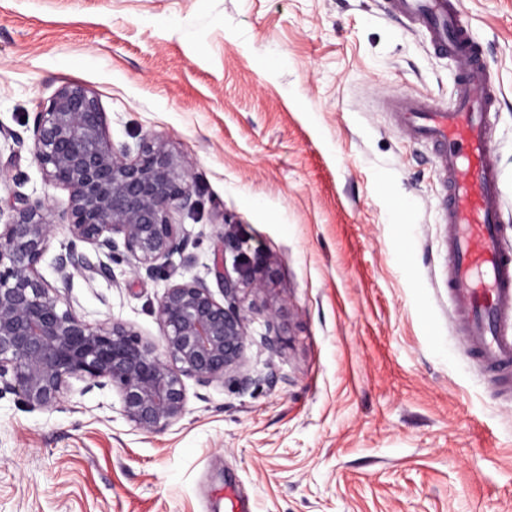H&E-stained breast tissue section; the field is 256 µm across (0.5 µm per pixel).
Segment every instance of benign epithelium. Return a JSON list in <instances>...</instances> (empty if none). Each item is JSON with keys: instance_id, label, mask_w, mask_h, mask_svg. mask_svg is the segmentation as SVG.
Instances as JSON below:
<instances>
[{"instance_id": "obj_1", "label": "benign epithelium", "mask_w": 512, "mask_h": 512, "mask_svg": "<svg viewBox=\"0 0 512 512\" xmlns=\"http://www.w3.org/2000/svg\"><path fill=\"white\" fill-rule=\"evenodd\" d=\"M29 139L0 128V135L30 153L47 182L69 193L65 212L72 237L56 258L58 283L38 271L56 223L42 198L13 194L0 207V398L16 396L31 409L58 408L70 381L85 389L115 388L122 412L139 431L154 433L187 410L185 379L201 387L234 377L245 391L255 381L246 369L251 311L241 294L265 288L256 268L226 252L228 236L214 251L222 299L201 278L171 283L159 297L158 339L133 325L90 324L68 300L72 277L112 278L111 263L124 261L136 277L163 273L173 256L191 245L176 216L191 214V168L169 143L152 135L134 144L113 143L97 99L76 84L61 86L34 112ZM95 258H90L86 249Z\"/></svg>"}]
</instances>
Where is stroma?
<instances>
[{"mask_svg":"<svg viewBox=\"0 0 512 512\" xmlns=\"http://www.w3.org/2000/svg\"><path fill=\"white\" fill-rule=\"evenodd\" d=\"M500 91L491 116L512 244V0H459ZM457 75L383 0H0V127L74 82L114 143L149 134L189 163L194 248L167 275L74 276L88 323L160 335L178 280L214 283L231 235L266 287L246 294L257 382L187 380L186 414L143 433L112 388L72 381L51 411L0 398V512H512V403L464 357L434 154L393 126L389 95L453 101ZM14 192L49 197L28 149ZM277 314L273 348L261 345Z\"/></svg>","mask_w":512,"mask_h":512,"instance_id":"obj_1","label":"stroma"}]
</instances>
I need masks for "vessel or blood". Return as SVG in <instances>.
<instances>
[{"mask_svg":"<svg viewBox=\"0 0 512 512\" xmlns=\"http://www.w3.org/2000/svg\"><path fill=\"white\" fill-rule=\"evenodd\" d=\"M385 8L389 17L422 28L433 50L457 65L451 106L413 97L392 98L388 106L398 127L431 146L447 190V286L460 350L512 400V248L502 243L503 199L489 163L490 114L499 94L486 79L488 61L471 43L458 0H387Z\"/></svg>","mask_w":512,"mask_h":512,"instance_id":"vessel-or-blood-1","label":"vessel or blood"}]
</instances>
